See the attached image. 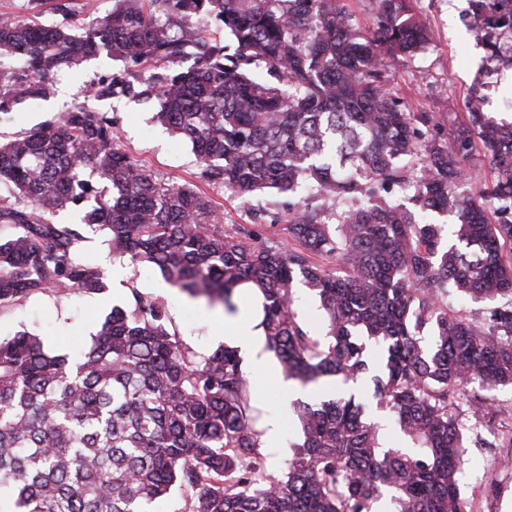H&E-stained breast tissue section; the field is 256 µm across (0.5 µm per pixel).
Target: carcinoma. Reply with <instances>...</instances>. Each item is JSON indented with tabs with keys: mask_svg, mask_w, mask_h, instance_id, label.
<instances>
[{
	"mask_svg": "<svg viewBox=\"0 0 512 512\" xmlns=\"http://www.w3.org/2000/svg\"><path fill=\"white\" fill-rule=\"evenodd\" d=\"M376 3L369 29L342 0H116L80 28L0 17V57L19 62L0 69V115L47 98L60 70L91 56L125 63L55 120L0 142L12 197L0 206V307L106 291L83 254L81 225H97L114 254L228 313L255 285L286 380H370L366 393L295 403L300 440L283 470L268 469L239 350L199 354L166 305L132 287L73 357L28 330L0 338V512H142L174 490L180 512H373L387 495L394 512H467L462 415L499 416L480 391L512 386V123L475 93L446 140L433 114L405 111L385 57L430 35L411 0ZM468 15L495 64L512 0H468ZM203 17L227 42L206 36ZM187 55L183 71L137 69ZM119 96L158 101L202 180L244 199L298 197L294 245L224 230L208 197L122 151L96 107ZM477 150L493 180L465 193ZM66 209L80 223L46 218ZM296 282L319 299L321 336L297 317ZM466 299L485 304L480 319L454 311ZM370 403L396 418L401 445L384 444Z\"/></svg>",
	"mask_w": 512,
	"mask_h": 512,
	"instance_id": "1",
	"label": "carcinoma"
}]
</instances>
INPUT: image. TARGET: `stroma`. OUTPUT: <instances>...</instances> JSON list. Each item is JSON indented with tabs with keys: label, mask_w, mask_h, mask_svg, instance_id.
I'll return each mask as SVG.
<instances>
[{
	"label": "stroma",
	"mask_w": 512,
	"mask_h": 512,
	"mask_svg": "<svg viewBox=\"0 0 512 512\" xmlns=\"http://www.w3.org/2000/svg\"><path fill=\"white\" fill-rule=\"evenodd\" d=\"M113 0H0V15L32 18L42 22L77 27L88 24L111 10ZM412 7L426 25L431 42L413 57L389 60L388 76L393 91L411 112H431L450 132L463 118L464 100L473 88L487 97L486 112L508 122L512 113V67L490 73L485 62L481 32L466 20L467 0H413ZM122 62L97 56L72 70L58 74L51 96L18 105L12 119L0 122V137L29 129L62 112L82 99L93 82L123 70ZM112 113L117 140L123 150L156 176L186 184L206 194L224 226L250 227L256 212H263L260 231L267 239L287 240L288 199L269 192L244 200L218 185L203 182L200 167L188 143L156 123V100L120 96L101 102ZM86 256L104 271L108 289L99 295L49 291L18 304L0 308V336L27 329L43 336L47 348L58 354L89 345L112 306L127 304L131 288L160 298L167 305L171 326L200 354H208L223 344L220 329L226 314L222 308L181 295L171 288L156 269L134 265L115 257L102 242L98 231H90ZM243 361L252 378V403L271 413L284 397L282 375L273 353L263 363L251 356ZM482 438L493 447L470 445L461 476V493L468 512H512V463L505 456L512 449V415L492 421L482 430ZM298 438V422L292 409L281 411L277 423L268 427L266 464L283 469L288 444Z\"/></svg>",
	"instance_id": "stroma-1"
}]
</instances>
